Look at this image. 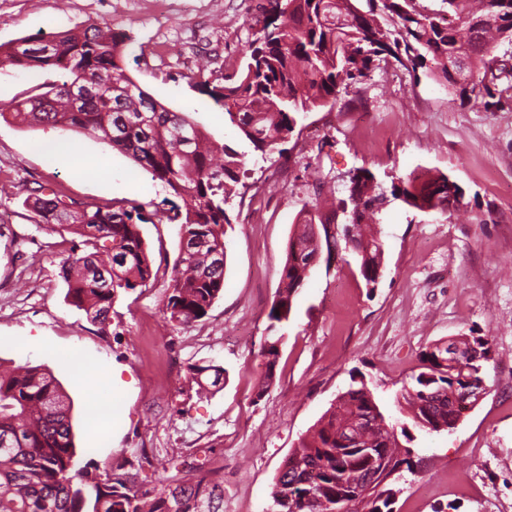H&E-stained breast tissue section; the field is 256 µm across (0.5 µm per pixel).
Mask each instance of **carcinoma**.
<instances>
[{
  "label": "carcinoma",
  "mask_w": 512,
  "mask_h": 512,
  "mask_svg": "<svg viewBox=\"0 0 512 512\" xmlns=\"http://www.w3.org/2000/svg\"><path fill=\"white\" fill-rule=\"evenodd\" d=\"M270 8L253 33L242 68L212 84L199 69V89L224 108L228 121L267 154L295 129L297 116L336 103L341 90L362 84L381 64L424 68L460 100L476 99L491 112L509 100L498 89L508 61L492 56L501 42L512 44V0H269ZM130 36L122 29L91 22L48 40L21 38L0 44V68H56L64 84L87 90L81 103L51 91L11 107L20 124L79 129L130 157L160 180L182 204L157 210L159 222L179 226V254L167 285L166 314L172 323L205 317L224 288L226 210L239 194L244 155L212 140L181 112H172L126 73L123 56ZM28 44L30 54L20 52ZM365 198L357 219L338 226L340 251L352 254L365 284L383 265L380 215L390 200L430 211L442 222L469 205L466 190L451 176L429 170L412 172L385 191L364 168L349 177ZM66 196L50 189L29 203L34 222L47 231L66 227L80 238L62 259L69 303L104 330L112 304L122 290L154 284V270L141 225L152 218L138 205L81 204L67 218L59 206ZM316 204L300 211L303 229L296 252L288 240L280 288L268 313L261 349L266 371L263 395L275 379L295 286L312 270L317 245L313 225L329 223ZM460 361H440L446 350L435 343L420 355L421 371L401 399L413 423L429 431L455 428L454 393L470 380H485L491 343L486 336H462ZM220 389L224 368L190 367ZM386 422L365 384L351 387L332 405L288 456L276 478L271 512H393L394 479L375 483L362 502L348 493L370 466L371 455L393 462L392 472L412 470L409 453ZM219 482L206 476L175 485L148 488L127 473H94L78 464L70 405L52 373L42 366L0 369V512H220Z\"/></svg>",
  "instance_id": "1"
}]
</instances>
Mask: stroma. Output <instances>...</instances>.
Listing matches in <instances>:
<instances>
[{
  "label": "stroma",
  "instance_id": "35a3bbf8",
  "mask_svg": "<svg viewBox=\"0 0 512 512\" xmlns=\"http://www.w3.org/2000/svg\"><path fill=\"white\" fill-rule=\"evenodd\" d=\"M259 0H0V43L49 37L91 21L125 30L128 75L174 112L245 155L241 197L228 208L224 289L204 318L168 322L178 229L145 224L159 276L120 292L99 329L65 300L60 265L73 236L43 230L26 205L40 186L84 203L123 202L146 213L169 192L128 156L90 135L0 117V367H47L71 401L77 459L123 466L148 487L172 476L221 481L224 512H270L286 458L353 380H364L387 422L429 345L467 333L491 339L487 392L452 432L406 426L413 466L395 483L397 512H512V102L495 112L459 97L424 70L375 72L333 106L299 116L282 149L260 155L194 76L220 82L245 61ZM56 69H0V106L46 92ZM70 145L66 157L51 151ZM383 185L416 169L451 175L467 211L437 223L394 200L380 216L384 266L366 287L357 265H318L281 330L276 380L258 383L259 354L280 286L285 247L305 203L330 210L348 175ZM494 213L496 220L481 223ZM44 348H29L26 337ZM80 352L89 397L68 356ZM195 364L226 371L204 391ZM118 384H111V377ZM404 425V424H403Z\"/></svg>",
  "mask_w": 512,
  "mask_h": 512
}]
</instances>
